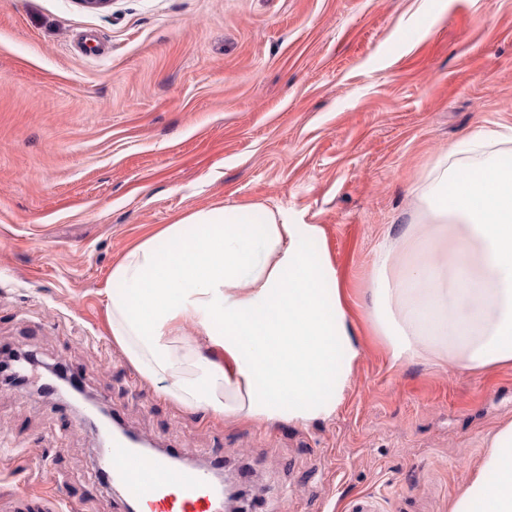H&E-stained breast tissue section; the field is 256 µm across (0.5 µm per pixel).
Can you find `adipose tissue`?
I'll use <instances>...</instances> for the list:
<instances>
[{
	"instance_id": "1",
	"label": "adipose tissue",
	"mask_w": 512,
	"mask_h": 512,
	"mask_svg": "<svg viewBox=\"0 0 512 512\" xmlns=\"http://www.w3.org/2000/svg\"><path fill=\"white\" fill-rule=\"evenodd\" d=\"M479 131L422 177L417 222L388 235L367 318L394 363L435 359L483 374L512 365V165ZM317 224L263 204L200 209L112 269V339L182 409L259 425L332 419L362 345ZM206 340L202 357L187 336ZM448 512H512V419Z\"/></svg>"
}]
</instances>
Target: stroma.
Returning <instances> with one entry per match:
<instances>
[{"instance_id":"obj_1","label":"stroma","mask_w":512,"mask_h":512,"mask_svg":"<svg viewBox=\"0 0 512 512\" xmlns=\"http://www.w3.org/2000/svg\"><path fill=\"white\" fill-rule=\"evenodd\" d=\"M478 130L512 135V0H0V349L82 371L158 447L222 454L245 512H448L512 417V367L393 363L362 315L421 175ZM252 203L321 225L346 291L364 353L329 421L182 410L112 341L131 245ZM97 446L57 397L0 383V512L34 487L126 512Z\"/></svg>"}]
</instances>
